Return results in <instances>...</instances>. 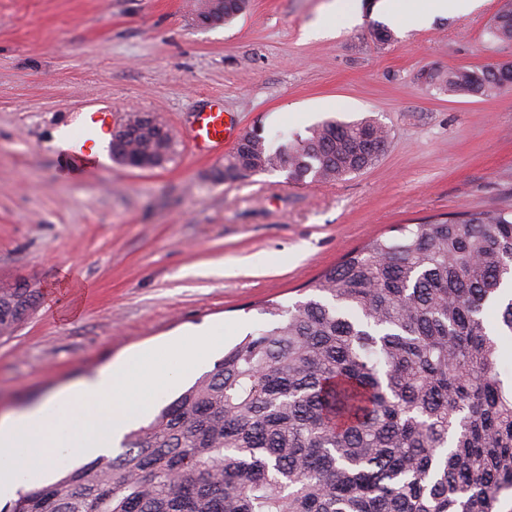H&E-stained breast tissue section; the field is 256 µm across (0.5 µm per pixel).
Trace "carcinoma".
<instances>
[{
    "mask_svg": "<svg viewBox=\"0 0 512 512\" xmlns=\"http://www.w3.org/2000/svg\"><path fill=\"white\" fill-rule=\"evenodd\" d=\"M246 0H203L230 20ZM512 44V0L489 29ZM450 95L512 85V65L427 74ZM277 148L245 133L219 172L341 179L375 165L390 132L326 120ZM175 140L112 136L151 168ZM512 204L403 224L325 270L315 294L266 303L269 323L127 433L122 451L21 486L0 512H512ZM34 306L32 288L0 296ZM499 309L497 327L484 317Z\"/></svg>",
    "mask_w": 512,
    "mask_h": 512,
    "instance_id": "1",
    "label": "carcinoma"
}]
</instances>
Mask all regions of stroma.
<instances>
[{
    "mask_svg": "<svg viewBox=\"0 0 512 512\" xmlns=\"http://www.w3.org/2000/svg\"><path fill=\"white\" fill-rule=\"evenodd\" d=\"M503 0L414 27L376 0H248L233 19L198 0H0V286L39 294L0 335V418L79 386L132 353L225 323L212 369L265 324L258 307L309 296L347 252L400 224L512 194V88L450 96L431 70L512 62L488 29ZM394 33L374 42V23ZM223 109L232 151L248 131L304 134L365 117L390 141L378 163L328 183L280 171L217 181L223 154L192 146ZM176 141L163 167L79 168L54 130L128 112Z\"/></svg>",
    "mask_w": 512,
    "mask_h": 512,
    "instance_id": "35a3bbf8",
    "label": "stroma"
}]
</instances>
